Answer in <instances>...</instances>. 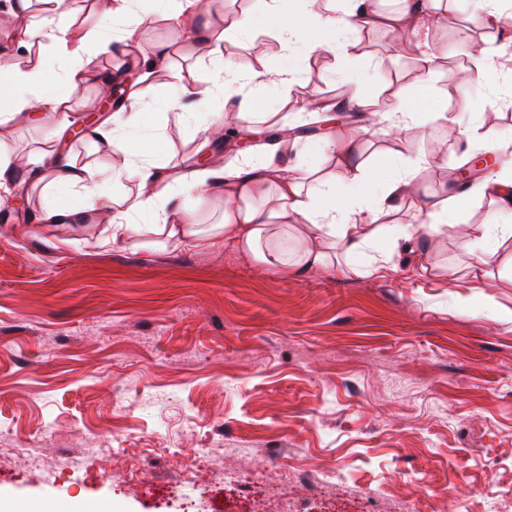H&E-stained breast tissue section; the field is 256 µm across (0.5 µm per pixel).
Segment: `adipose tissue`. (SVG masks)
I'll return each mask as SVG.
<instances>
[{
  "label": "adipose tissue",
  "mask_w": 512,
  "mask_h": 512,
  "mask_svg": "<svg viewBox=\"0 0 512 512\" xmlns=\"http://www.w3.org/2000/svg\"><path fill=\"white\" fill-rule=\"evenodd\" d=\"M199 0H155L154 12L132 17L134 25L122 35H93L68 21L61 0H42L41 28L58 54L72 59L64 76L46 83L43 68H16L0 76V126L16 119L39 123L45 108L68 112L72 91L91 85L106 92L112 72L83 66L80 55L87 48L109 56L128 51L136 43L137 27L150 23L159 13L180 19ZM259 16L275 29L287 47L285 59L273 75L223 66L221 43H234L251 34L250 12L228 16L220 29L209 30L194 43L193 52L215 61L218 75L215 88L204 91L186 84L174 87L173 103L186 109L184 118L193 123L201 147L229 140L234 157L224 164H204L180 174L166 171L159 163L160 141L152 135L155 120L146 110L153 92L168 78L165 55L142 53L140 75L132 83L128 98L133 108L102 117L84 131L96 152L121 149L126 162L117 168L97 162H81L71 155L48 148L53 162L47 165L36 185L42 195L41 221L45 224H74L83 216L111 211L103 243L127 242L139 231L154 235L159 245L189 246L201 239L221 242L241 251L255 262L297 279L331 269L344 272L352 258L368 243L391 237L392 248L412 251L428 238L444 236L449 226H460L459 248L480 253L484 264H492L499 249L512 244V174L503 173L479 190L491 193L499 203L502 220L484 224H461L459 197H443L426 203L420 223L405 225L401 232L381 223L388 202L408 198L416 172L424 158L407 154L390 166L391 176L375 185L367 167L353 163L354 143H337L323 138L321 150L339 155L343 161L337 172L322 177L314 169L289 164L283 153L289 129L283 124L277 105L288 101V92L298 74L321 59L338 54L351 45L363 29L384 24L395 33L419 32L435 19V0H398V9L376 10L373 0H347V8L329 14L319 0H304L295 8L292 0H258ZM433 101L429 80L420 77L414 98L396 99L384 119L390 127L406 130L423 123ZM234 109L237 126H225L224 109ZM102 182L129 183L122 196H102L92 188ZM193 191L214 193L224 199L218 223L203 224L196 210L183 197ZM292 238L295 251L283 249L282 238ZM322 247L309 246L311 238Z\"/></svg>",
  "instance_id": "obj_1"
}]
</instances>
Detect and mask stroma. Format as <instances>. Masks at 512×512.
I'll return each instance as SVG.
<instances>
[{"mask_svg": "<svg viewBox=\"0 0 512 512\" xmlns=\"http://www.w3.org/2000/svg\"><path fill=\"white\" fill-rule=\"evenodd\" d=\"M426 39L396 41L384 28L359 34L352 70L375 67L358 100H344L337 139L356 159L415 151L428 163L414 197L385 212L413 224L420 205L449 189L465 165L463 127L427 123L404 132L362 127L427 76L439 106L471 103L484 143L512 160V27L476 23L459 0H441ZM156 16L137 33L142 50L169 46L171 75L212 87L208 58L172 47ZM495 61L478 93L457 74L467 41ZM223 56L242 69L280 62L277 34H259ZM325 58L293 85L281 116L304 122L308 100L346 93ZM157 86L150 103L170 170L195 159L194 135ZM93 87L77 89L68 115L14 121L0 138L27 153L56 138L77 160L93 147L80 128L98 112ZM70 125L58 136L62 120ZM30 170L0 181V497L15 512H512V249L485 267L455 235L431 239L420 257L398 252L384 269L321 271L299 280L223 245L157 248L150 235L99 245L108 218L80 229L37 221ZM78 459L58 470L61 457ZM309 464L342 479L321 483L287 471ZM180 477L176 490L155 484Z\"/></svg>", "mask_w": 512, "mask_h": 512, "instance_id": "stroma-1", "label": "stroma"}]
</instances>
